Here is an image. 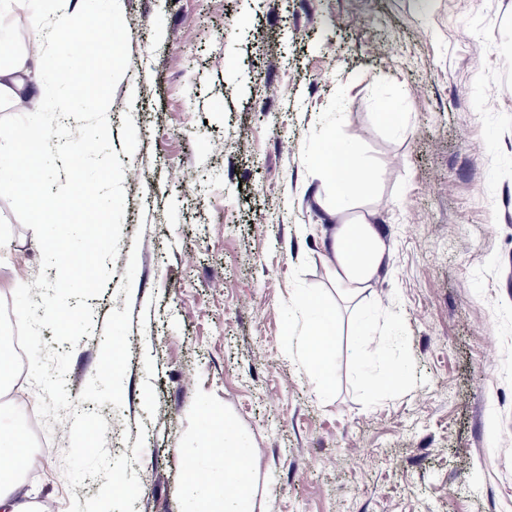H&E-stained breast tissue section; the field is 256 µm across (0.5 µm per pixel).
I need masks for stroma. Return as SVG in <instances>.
I'll return each instance as SVG.
<instances>
[{"mask_svg":"<svg viewBox=\"0 0 512 512\" xmlns=\"http://www.w3.org/2000/svg\"><path fill=\"white\" fill-rule=\"evenodd\" d=\"M113 23L119 255L92 336L61 349L78 400L129 308L122 405L79 408L111 457L145 435L136 512H184L187 462L222 481L208 410L252 448L253 512H512V0H123ZM330 135L366 167L356 203L387 246L352 297L323 247L334 190L306 164ZM44 231L0 181V299L36 279ZM302 294L336 324L321 393L288 357ZM71 426L27 481L56 512L104 483L68 487Z\"/></svg>","mask_w":512,"mask_h":512,"instance_id":"obj_1","label":"stroma"}]
</instances>
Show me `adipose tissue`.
<instances>
[{"label": "adipose tissue", "instance_id": "ef3b65f1", "mask_svg": "<svg viewBox=\"0 0 512 512\" xmlns=\"http://www.w3.org/2000/svg\"><path fill=\"white\" fill-rule=\"evenodd\" d=\"M96 3L97 0H0V19L23 13L31 44L30 49L8 63H0V101L9 102L26 112L42 110L38 78L49 71L58 86L66 88L71 98L80 103L82 94L75 78L86 70L84 56L73 51L57 52L54 44L47 42L46 32L52 22L65 26L72 33L91 29L96 33V45L109 52L120 48L121 37L107 32L104 17L96 11ZM119 77L118 71L95 69L93 79L98 87L97 96L90 105L80 103L78 108L82 114H97V129L103 133L109 128L106 120L110 110L108 89ZM48 151L52 152L60 175L79 178L80 172L74 163L66 131L57 129L48 139L35 122L14 127L8 144L0 145V177L19 182L21 176L34 172L40 166ZM309 164L321 180L333 187L335 211L343 216L329 236L327 259L336 274L337 290L350 296L375 277L385 252L380 232L368 214L362 213L350 220L345 217L367 180V171L355 150L333 137L326 139ZM321 309L318 299L305 297L290 309L289 314L299 318L303 327L301 335L294 339L295 356L307 378L323 387L329 376L325 354L336 329L322 319ZM214 430L212 452L228 460L224 467V481L209 484L194 463H187L186 497L194 507L207 500L218 507L219 512H250V448L231 423L215 425ZM24 445L20 426L0 424V512H35L27 501L28 493L21 478L25 470Z\"/></svg>", "mask_w": 512, "mask_h": 512}]
</instances>
